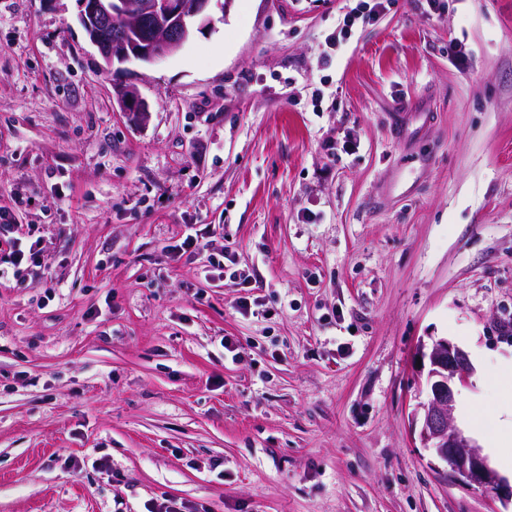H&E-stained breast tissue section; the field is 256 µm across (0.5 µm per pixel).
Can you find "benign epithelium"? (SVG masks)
<instances>
[{
    "label": "benign epithelium",
    "mask_w": 512,
    "mask_h": 512,
    "mask_svg": "<svg viewBox=\"0 0 512 512\" xmlns=\"http://www.w3.org/2000/svg\"><path fill=\"white\" fill-rule=\"evenodd\" d=\"M213 0H80L79 21L90 42L98 48L102 69L137 60L152 64L179 52L196 30L213 24ZM112 37H106L107 31ZM115 98L140 120L149 117L148 103L131 84H113ZM428 360L427 402L411 415L412 427H420L423 447L445 462L453 477L492 490L504 501L512 500V485L499 478L477 446L451 424L454 402L452 384L466 382L468 355L446 339L420 351Z\"/></svg>",
    "instance_id": "1"
}]
</instances>
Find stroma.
<instances>
[{
	"label": "stroma",
	"mask_w": 512,
	"mask_h": 512,
	"mask_svg": "<svg viewBox=\"0 0 512 512\" xmlns=\"http://www.w3.org/2000/svg\"><path fill=\"white\" fill-rule=\"evenodd\" d=\"M357 2L226 0L111 75L78 0H0V206L46 261L0 283V512H506L411 415L420 342L487 415L512 361V0L329 48ZM113 91L119 105L126 112H137L141 115V121H146L148 119L150 112L149 105L141 97L138 89L134 85L114 83Z\"/></svg>",
	"instance_id": "35a3bbf8"
}]
</instances>
